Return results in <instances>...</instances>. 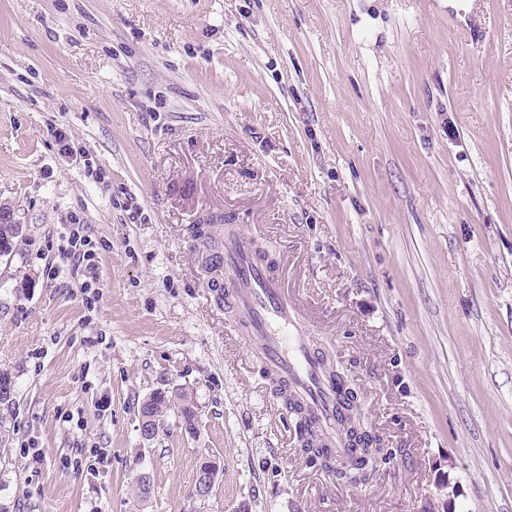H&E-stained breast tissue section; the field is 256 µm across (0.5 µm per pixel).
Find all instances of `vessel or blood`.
<instances>
[{"label": "vessel or blood", "mask_w": 512, "mask_h": 512, "mask_svg": "<svg viewBox=\"0 0 512 512\" xmlns=\"http://www.w3.org/2000/svg\"><path fill=\"white\" fill-rule=\"evenodd\" d=\"M217 260L224 303L241 318L269 372L286 380L324 430L335 433L342 396L326 379L324 363L280 277L270 272L247 237L233 231L225 235Z\"/></svg>", "instance_id": "obj_1"}]
</instances>
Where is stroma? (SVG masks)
<instances>
[{"mask_svg": "<svg viewBox=\"0 0 512 512\" xmlns=\"http://www.w3.org/2000/svg\"><path fill=\"white\" fill-rule=\"evenodd\" d=\"M0 211L7 512H512V0H0ZM200 215L276 259L354 383L392 451L367 484L301 452ZM160 388L196 433L142 438ZM0 214V257L11 256L21 241L22 225L11 224L10 215ZM92 238L88 233L87 224H80L76 219L68 224L67 233L63 239V245L59 247V251L71 259L73 265L77 270H82L85 277L80 283L83 290L88 288H96L97 284V264L95 263L96 253L93 250ZM193 224L192 240L196 252L214 253L222 241L224 224ZM176 404L182 414L181 417L184 419L186 429L190 433H193L198 422V416L186 392L174 394L169 391L154 392L149 395L148 399H143L140 402L138 414L141 420L147 422L155 432L157 431L161 418L172 406H176ZM216 457H217L216 455L208 454L207 456H204V457L201 458V460L202 459H205V460L203 462H201L200 465L207 464V463H210V462L218 460L219 463H220L219 471H218V477H219V474H220V471H221V462H220V459L216 458ZM217 467H218V463L211 464L208 467L199 466L197 468V470H196V476H195V480L197 482V485L199 487H201V486L210 484V482H212V480L214 479V476H215V474L217 472L215 470V469H217ZM218 477H217V480L215 482L211 483L207 487V489L205 490L204 494L202 496H199L201 499L209 498L213 494V491L215 489L216 483L218 481Z\"/></svg>", "mask_w": 512, "mask_h": 512, "instance_id": "obj_1", "label": "stroma"}]
</instances>
